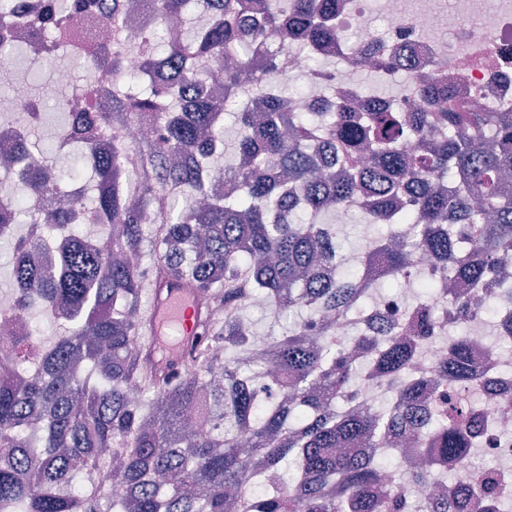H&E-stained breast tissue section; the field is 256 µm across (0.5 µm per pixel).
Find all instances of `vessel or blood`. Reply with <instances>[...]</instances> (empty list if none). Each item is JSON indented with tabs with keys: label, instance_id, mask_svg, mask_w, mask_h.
Returning a JSON list of instances; mask_svg holds the SVG:
<instances>
[{
	"label": "vessel or blood",
	"instance_id": "obj_1",
	"mask_svg": "<svg viewBox=\"0 0 512 512\" xmlns=\"http://www.w3.org/2000/svg\"><path fill=\"white\" fill-rule=\"evenodd\" d=\"M195 291L173 281L150 288L147 317L151 334L168 362L180 359L196 334Z\"/></svg>",
	"mask_w": 512,
	"mask_h": 512
}]
</instances>
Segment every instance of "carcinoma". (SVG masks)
Returning a JSON list of instances; mask_svg holds the SVG:
<instances>
[{
    "mask_svg": "<svg viewBox=\"0 0 512 512\" xmlns=\"http://www.w3.org/2000/svg\"><path fill=\"white\" fill-rule=\"evenodd\" d=\"M145 2L157 27L105 57L80 47L82 0H47L25 26L30 36L54 30L80 68L104 62L120 82L112 111L67 113L62 136L92 155L97 183L79 219L53 209L40 228L22 229L30 208L0 192V244L11 253L17 293L15 311L0 323L18 321L25 331L0 352V369L13 374L0 382V512H400L381 470L407 437L428 454L427 467L404 470L417 487L434 478L438 462L464 469L475 460L462 404L431 427L420 407L436 375L476 384L473 336L448 340L446 358L427 374L409 367L425 343L474 321L488 279L512 304V181L504 178L512 172V112L472 109L449 89L448 72L418 78L414 65L401 64L409 55L378 60L373 75L417 79L415 107L351 111L336 100L339 72L322 54L345 42L336 24L341 0ZM189 12L211 13L210 24L172 38L167 19ZM272 32L299 41L324 73L321 111L286 110L288 90L276 76L287 61L271 49ZM132 53L147 55L150 82L128 67ZM226 56L236 65L224 71V105L237 106L239 135L220 190L209 161L224 147L225 109L204 81ZM129 118L151 137L101 156L94 131ZM412 140L413 153L405 149ZM75 175L45 162L21 182L60 187ZM357 200L362 223L389 231L348 271L334 227L318 219ZM399 224L414 230L401 250L392 246ZM50 230L65 236L52 267L29 258ZM149 246L158 279L211 295L201 309L204 335L175 379L153 349L137 348L144 264L104 261L115 253L143 258ZM418 249L438 261L455 254L451 277L466 292L443 295L413 268ZM413 275L423 297L406 320L383 315L371 332L354 322L351 343L364 359L355 364L321 312H376L367 305L374 289ZM255 293L278 311L305 307L310 316L258 345L243 314ZM34 310L65 327L53 344L34 333ZM357 378L376 380L391 403H357ZM130 385L141 403L130 400ZM207 396L223 428L201 437L187 421ZM35 421L45 424L38 452L23 436ZM460 494L455 484L424 512H462ZM481 494L485 512H500L492 477Z\"/></svg>",
    "mask_w": 512,
    "mask_h": 512,
    "instance_id": "1",
    "label": "carcinoma"
}]
</instances>
